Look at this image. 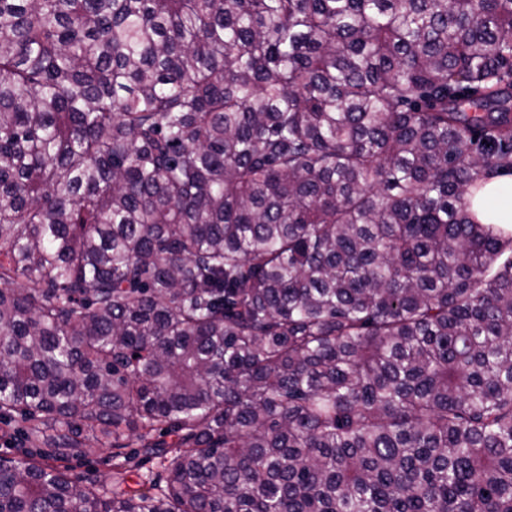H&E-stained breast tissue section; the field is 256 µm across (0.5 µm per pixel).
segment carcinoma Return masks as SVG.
<instances>
[{
  "instance_id": "1",
  "label": "carcinoma",
  "mask_w": 512,
  "mask_h": 512,
  "mask_svg": "<svg viewBox=\"0 0 512 512\" xmlns=\"http://www.w3.org/2000/svg\"><path fill=\"white\" fill-rule=\"evenodd\" d=\"M512 0H0V512H512ZM470 200L472 211L483 224H501L512 231V174L490 180ZM21 424L12 423L6 427L0 423V456L8 458L14 462H26L28 459V444L24 441V436L18 431ZM8 430V434H4V430ZM122 459L112 457L111 448H102L96 456L86 457L77 451H71L67 464L72 468V474L83 481L95 482L104 487H111L117 476L116 464Z\"/></svg>"
}]
</instances>
